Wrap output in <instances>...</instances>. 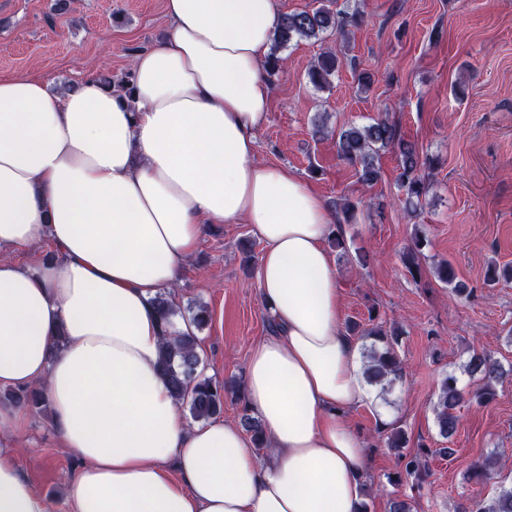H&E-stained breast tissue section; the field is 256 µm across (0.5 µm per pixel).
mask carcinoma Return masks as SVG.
Segmentation results:
<instances>
[{"mask_svg": "<svg viewBox=\"0 0 512 512\" xmlns=\"http://www.w3.org/2000/svg\"><path fill=\"white\" fill-rule=\"evenodd\" d=\"M357 15L343 10L333 11L321 6L311 10H300L281 14L280 23L273 35L270 53L266 59V71L269 76L277 74L285 61L281 52L293 41H323L334 34L345 35L348 27L356 24ZM343 64L336 52L325 49L311 64L307 75L309 83L319 90L328 88L333 77ZM396 148L400 154V165L397 181L405 189L406 209L415 212L419 209L428 191L425 169L431 166L428 158H421L416 149L404 142L396 125L388 118H378L363 126H350L338 133L336 149L338 156L356 168L359 178L366 184L376 183L380 176L378 160L380 152ZM423 240L414 236L411 246L403 255V264L413 278L421 276L420 247ZM434 277L442 284L451 288L456 294L462 295L467 286L457 280L454 267L444 261L434 267ZM153 304L165 325L172 323L173 318L181 313L175 304L172 293L167 291L157 294ZM211 320L207 306L199 304L189 308V321L193 331L183 334L163 333L160 367L167 379L170 391L179 404H187L191 416L196 420H208L220 415L224 410V383L203 374L199 356L196 352L197 336L195 331L206 327ZM346 331L351 336L373 337L368 361L364 367L366 380L378 385L386 392L403 374V364L396 351L397 333H386L381 326L374 325L363 328L353 322L347 325ZM470 376L478 381V387L472 392V398L479 404L488 401L494 395L493 383L500 378L499 364L484 350H472L467 363ZM15 402L39 408L48 404V398L39 387L23 388L10 394ZM462 399L459 379L450 373L440 382L436 401L433 403L435 425L441 437L450 439L457 429L458 417L456 409ZM243 427L249 432L253 447L265 450L269 447L267 436L261 423L249 414L241 418ZM406 439L403 432L390 428L386 432V444L403 461L402 468L389 477L392 483H401L407 478L418 481L426 475L418 455H406L401 452ZM475 512H512V487L502 488L496 496L475 504Z\"/></svg>", "mask_w": 512, "mask_h": 512, "instance_id": "carcinoma-1", "label": "carcinoma"}]
</instances>
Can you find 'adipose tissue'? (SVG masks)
<instances>
[{"instance_id": "obj_1", "label": "adipose tissue", "mask_w": 512, "mask_h": 512, "mask_svg": "<svg viewBox=\"0 0 512 512\" xmlns=\"http://www.w3.org/2000/svg\"><path fill=\"white\" fill-rule=\"evenodd\" d=\"M164 39L131 60L132 93L87 80H0V386L43 387L81 466L68 512H357L366 455L346 414L373 402L325 243L335 215L301 177L260 162L263 72L278 0H164ZM249 224L275 330L252 349L241 426L187 423L160 372L151 300L207 224ZM64 345H57L58 336ZM0 512H52L0 448ZM52 248L48 243L36 244L27 249L0 247V261L15 262L23 266L34 265L49 256Z\"/></svg>"}]
</instances>
